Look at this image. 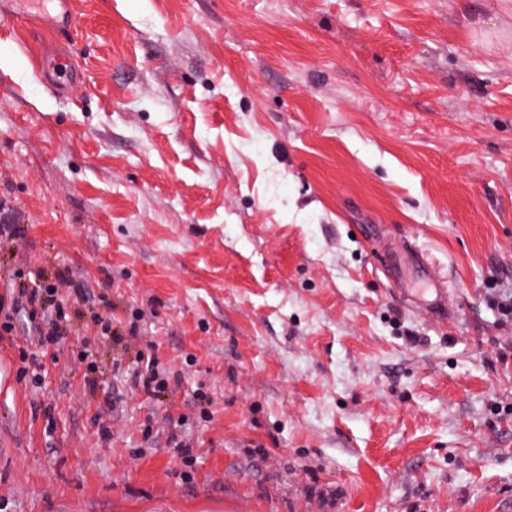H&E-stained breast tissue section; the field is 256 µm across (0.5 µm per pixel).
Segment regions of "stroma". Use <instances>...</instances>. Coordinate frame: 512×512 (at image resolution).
Segmentation results:
<instances>
[{
	"instance_id": "35a3bbf8",
	"label": "stroma",
	"mask_w": 512,
	"mask_h": 512,
	"mask_svg": "<svg viewBox=\"0 0 512 512\" xmlns=\"http://www.w3.org/2000/svg\"><path fill=\"white\" fill-rule=\"evenodd\" d=\"M0 199V290L88 293L37 357L0 335V512H512V0L0 16ZM139 353L178 383L133 388ZM408 296L417 304L434 306L447 300V291L441 280L433 279L432 288H406Z\"/></svg>"
}]
</instances>
